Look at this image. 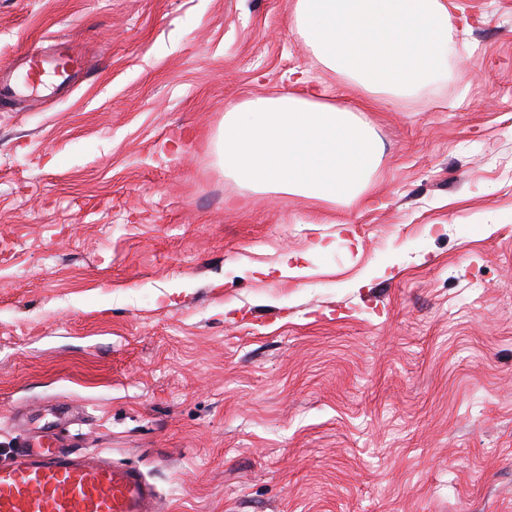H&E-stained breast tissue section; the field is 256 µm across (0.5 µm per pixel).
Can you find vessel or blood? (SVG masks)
Wrapping results in <instances>:
<instances>
[{"label":"vessel or blood","mask_w":512,"mask_h":512,"mask_svg":"<svg viewBox=\"0 0 512 512\" xmlns=\"http://www.w3.org/2000/svg\"><path fill=\"white\" fill-rule=\"evenodd\" d=\"M31 82L45 73L55 89L69 91L90 69L71 41L52 51L27 56ZM0 512H164L156 486L139 468L85 448H68L54 431H43L35 444L15 449L0 465Z\"/></svg>","instance_id":"b4317fda"}]
</instances>
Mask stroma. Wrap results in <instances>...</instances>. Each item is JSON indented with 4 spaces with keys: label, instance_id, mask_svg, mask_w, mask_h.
Returning a JSON list of instances; mask_svg holds the SVG:
<instances>
[{
    "label": "stroma",
    "instance_id": "stroma-1",
    "mask_svg": "<svg viewBox=\"0 0 512 512\" xmlns=\"http://www.w3.org/2000/svg\"><path fill=\"white\" fill-rule=\"evenodd\" d=\"M292 0H0V462L58 404L169 512H512V0H462L447 84L371 113L349 206L224 174V108L309 70ZM296 255L303 277L260 275ZM55 42L49 53L28 55L24 66L29 68L32 85L49 72L56 78L55 91L67 92L72 85L82 81L81 78L90 70V64L84 54L74 49L71 41Z\"/></svg>",
    "mask_w": 512,
    "mask_h": 512
}]
</instances>
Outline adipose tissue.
<instances>
[{
    "label": "adipose tissue",
    "mask_w": 512,
    "mask_h": 512,
    "mask_svg": "<svg viewBox=\"0 0 512 512\" xmlns=\"http://www.w3.org/2000/svg\"><path fill=\"white\" fill-rule=\"evenodd\" d=\"M459 0H293L292 32L324 68L385 107L447 82ZM384 153L363 108L300 93L226 107L219 157L226 176L260 193L359 202Z\"/></svg>",
    "instance_id": "obj_1"
}]
</instances>
